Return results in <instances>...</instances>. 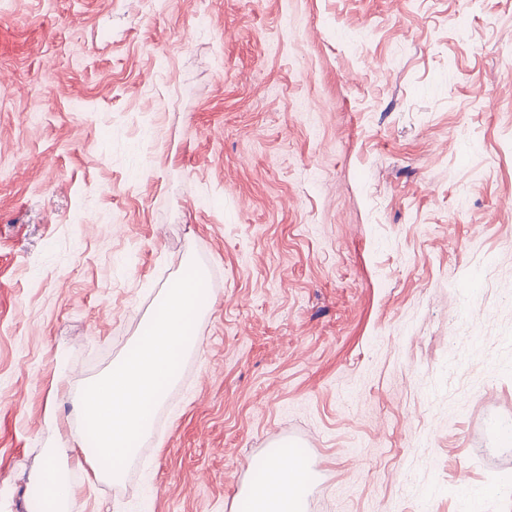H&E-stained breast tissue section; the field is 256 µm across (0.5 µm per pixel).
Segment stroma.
<instances>
[{
	"instance_id": "stroma-1",
	"label": "stroma",
	"mask_w": 512,
	"mask_h": 512,
	"mask_svg": "<svg viewBox=\"0 0 512 512\" xmlns=\"http://www.w3.org/2000/svg\"><path fill=\"white\" fill-rule=\"evenodd\" d=\"M192 261L196 350L64 512H232L277 444L305 512H512V0H0V512Z\"/></svg>"
}]
</instances>
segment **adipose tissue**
<instances>
[{
  "label": "adipose tissue",
  "mask_w": 512,
  "mask_h": 512,
  "mask_svg": "<svg viewBox=\"0 0 512 512\" xmlns=\"http://www.w3.org/2000/svg\"><path fill=\"white\" fill-rule=\"evenodd\" d=\"M260 468L263 480L237 496L235 512H303L311 485L306 458L281 445L268 452Z\"/></svg>",
  "instance_id": "ef3b65f1"
}]
</instances>
